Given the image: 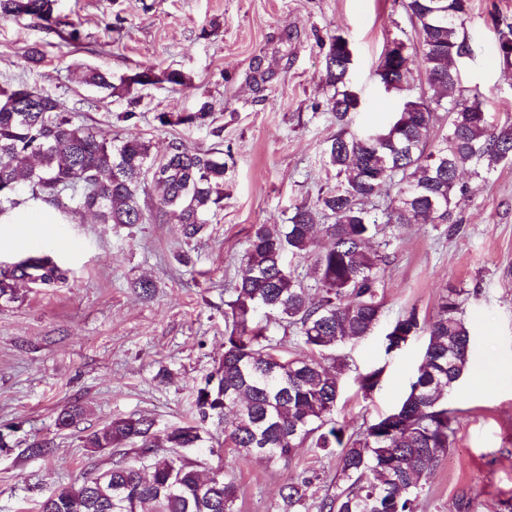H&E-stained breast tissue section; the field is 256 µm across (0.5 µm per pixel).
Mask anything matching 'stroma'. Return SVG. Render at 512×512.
Segmentation results:
<instances>
[{"label":"stroma","instance_id":"obj_1","mask_svg":"<svg viewBox=\"0 0 512 512\" xmlns=\"http://www.w3.org/2000/svg\"><path fill=\"white\" fill-rule=\"evenodd\" d=\"M63 26L30 17L0 19V83L23 80L57 97L77 124L104 136H136L162 157L169 143L224 153V205L205 233L184 242L174 225L151 215L142 224L97 223L90 214L62 218L57 236L29 225L30 245L52 251L70 270L53 291L30 284L15 302L0 301V512H30L49 492L108 469L113 457L85 448L105 423L147 416L158 430L192 419L197 388L224 354V312L252 225L287 223L295 205L315 203L336 184L325 149L339 129L369 131L396 113L404 96L425 87L422 47L403 0H58ZM78 40H71L68 24ZM120 32H111L112 24ZM512 23V0H469L465 28L471 58L459 62V90H479L495 123L512 120V72L498 58V30ZM353 51L350 82L360 106L339 125L328 110L325 82L331 36ZM407 46L406 93L385 90L376 69L392 42ZM44 58L25 61L32 45ZM86 64L113 77L142 67L177 69L189 86L160 84L135 99L113 97L79 82ZM209 101L208 125L164 126L158 114L191 112ZM134 111L135 119L121 115ZM470 191L452 224L385 229L388 262L380 273L381 320L371 336L347 344L349 364L335 417L358 432L392 412L424 350L417 337L386 354L387 327L406 311L431 316L448 289L460 291L474 334L472 372L448 395L457 411L453 442L428 476L419 512H512V163L482 177L467 174ZM153 281L143 297L141 280ZM382 368L379 387L363 397L357 373ZM481 372L487 385L476 384ZM82 408L68 429L55 420L66 406ZM204 447L188 450L202 470L224 466L235 478L239 512H278L279 489L302 474L309 492L336 490L335 457L298 449L290 464H270L231 450L210 424ZM50 444L33 457L28 447Z\"/></svg>","mask_w":512,"mask_h":512}]
</instances>
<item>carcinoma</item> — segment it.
Segmentation results:
<instances>
[{"label":"carcinoma","instance_id":"1","mask_svg":"<svg viewBox=\"0 0 512 512\" xmlns=\"http://www.w3.org/2000/svg\"><path fill=\"white\" fill-rule=\"evenodd\" d=\"M57 0H0V19L55 20ZM468 0H407L424 50L429 94L407 97L378 138L345 130L330 140L328 165L337 184L313 205L298 204L286 224L252 226L245 252L246 272L235 284L224 312V354L197 388L195 420L164 431L146 417L118 418L90 433L86 447L96 453L132 446L106 470L77 486L53 491L38 512H238L237 486L219 465L205 475L177 449L199 448L205 425L224 423V445L268 462L289 461L310 445L337 453L345 487L313 503L317 512H418L424 481L448 452L456 422L448 394L467 373L473 335L461 315L460 292L448 289L434 315L411 309L384 337L385 353L426 337L421 362L401 404L356 434L334 418L340 375L347 363L337 350L371 335L382 315L380 271L386 254L369 247L378 234L365 204L397 184L384 210L385 223L402 226L419 219L449 224L457 196L468 188L456 180L469 169L477 177L512 160V123H490L477 93L444 99L460 83L452 66L470 53L464 28ZM331 38L325 81L335 89L330 110L345 121L357 94L343 46ZM500 63L512 62V25L498 30ZM81 81L115 94L167 83L186 86L180 70L152 67L113 81L99 69L81 72ZM448 114V133L432 140L434 111ZM211 105L196 111L161 113V125L201 127ZM224 159L200 154L173 141L160 160L150 142L138 137L117 144L74 122L60 101L23 80L0 84V214L27 199L40 200L66 216L95 213L101 224H143L140 197L151 194L157 213L177 225L185 242L201 236L208 216L224 201ZM325 216L334 223L323 224ZM325 237L330 245L321 246ZM313 256L318 300L310 298L286 259ZM69 270L54 255L39 251L0 268V300L18 299L21 283L64 288ZM298 329L310 351L290 356L256 322L259 313ZM383 369L356 376L371 395ZM312 479L280 489L279 512L304 506Z\"/></svg>","mask_w":512,"mask_h":512}]
</instances>
